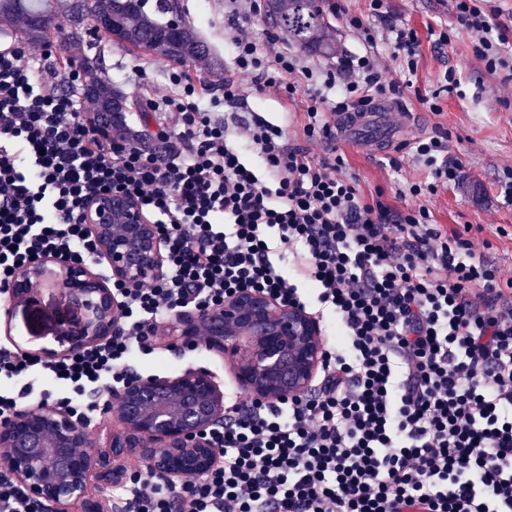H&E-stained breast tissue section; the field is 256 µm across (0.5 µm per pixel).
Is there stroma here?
Wrapping results in <instances>:
<instances>
[{
	"label": "stroma",
	"mask_w": 512,
	"mask_h": 512,
	"mask_svg": "<svg viewBox=\"0 0 512 512\" xmlns=\"http://www.w3.org/2000/svg\"><path fill=\"white\" fill-rule=\"evenodd\" d=\"M185 18L194 21L208 43L219 53L224 64H231L232 50L227 42L225 25L230 13L228 0H178ZM395 14L416 28L423 41L420 45L418 70L411 88L405 89L403 101L417 117L405 133L412 141L439 132L448 136V156L463 163L459 184L420 199L399 197L407 180L422 181L427 169L409 161L404 153L389 152L370 158L355 145H346L347 170L360 180L364 193L383 189L385 201L395 207L425 205L435 223L457 229L464 225L482 226L483 235L492 242L483 258L504 273H512V206L504 204L498 184L502 171L512 166V78L488 73L472 51V40L463 30H455L448 46L434 48L427 41L429 28L454 22L449 0H390ZM67 29L55 31L52 43L60 57L77 62L94 59L93 75L111 82L129 96L142 98L143 92L132 69H146L155 83H164L169 63L151 51L115 42L110 37H83L79 45L67 46ZM455 69L460 83L452 93L440 92V79L446 69ZM439 94L441 112L429 111L417 99L418 94ZM250 107L269 122L284 126L288 144L307 146L310 154H324L320 144H305L300 136L301 106L274 94L250 99ZM505 227L507 236L495 234ZM73 318V311L59 291H42L37 304L17 308L10 330L0 329V345H20L36 353L43 348L60 349L63 326ZM205 366L224 372L223 357L202 349L195 351L177 345L156 360L137 361L133 367L143 376L173 374L189 367Z\"/></svg>",
	"instance_id": "stroma-1"
}]
</instances>
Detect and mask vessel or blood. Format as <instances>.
Here are the masks:
<instances>
[{
    "label": "vessel or blood",
    "instance_id": "vessel-or-blood-1",
    "mask_svg": "<svg viewBox=\"0 0 512 512\" xmlns=\"http://www.w3.org/2000/svg\"><path fill=\"white\" fill-rule=\"evenodd\" d=\"M412 121L400 102L392 101L367 112H346L336 118L338 141L359 145L367 154L377 155L393 145L398 124Z\"/></svg>",
    "mask_w": 512,
    "mask_h": 512
}]
</instances>
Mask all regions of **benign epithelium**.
<instances>
[{
  "label": "benign epithelium",
  "instance_id": "benign-epithelium-1",
  "mask_svg": "<svg viewBox=\"0 0 512 512\" xmlns=\"http://www.w3.org/2000/svg\"><path fill=\"white\" fill-rule=\"evenodd\" d=\"M85 224L102 273L92 266L36 257L9 284L14 308L33 304L50 278L81 312L65 332V352L80 351L112 335L119 308L118 287L162 277L165 256L156 227L132 199L101 193L88 206ZM166 335L180 343L204 337L203 346L224 355L238 389L266 401L303 394L317 383L326 338L306 310L286 306L254 291L224 303L172 313ZM229 405L224 381L213 372L187 368L172 376L133 380L108 394L102 411L115 424L97 435L79 424L60 403L19 408L0 423V464L9 468L28 495L54 512H100L87 496L96 480L108 490L125 478L121 456L139 450L149 471L173 484L190 485L221 462L209 432L224 422Z\"/></svg>",
  "mask_w": 512,
  "mask_h": 512
}]
</instances>
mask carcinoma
<instances>
[{"label": "carcinoma", "instance_id": "1", "mask_svg": "<svg viewBox=\"0 0 512 512\" xmlns=\"http://www.w3.org/2000/svg\"><path fill=\"white\" fill-rule=\"evenodd\" d=\"M78 0H0V21L22 23L24 33L33 41L46 37L48 30L58 27L56 19L64 16L79 41L84 21L77 16ZM145 0H107V25L112 38L122 44L143 47L166 61L189 62L206 59L213 70L223 64L211 56L197 28L186 21L173 27L147 13ZM274 24L288 34V39L301 48L325 53L332 50L327 40V23L319 0H269ZM86 96L94 105L97 120L105 129L123 139L141 144L142 134L129 122V113L141 109L139 101L129 98L108 81L91 78L85 84Z\"/></svg>", "mask_w": 512, "mask_h": 512}]
</instances>
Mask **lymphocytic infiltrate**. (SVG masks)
<instances>
[{"label":"lymphocytic infiltrate","mask_w":512,"mask_h":512,"mask_svg":"<svg viewBox=\"0 0 512 512\" xmlns=\"http://www.w3.org/2000/svg\"><path fill=\"white\" fill-rule=\"evenodd\" d=\"M452 2L486 70L512 73V25L497 0ZM330 9L366 50L342 52L322 75L279 33L259 50L249 14L237 10L223 96L178 66L163 91L137 70L156 146L120 153L113 135L89 126L75 59L49 44L0 45V295L35 256L94 262L82 213L105 191L137 201L165 254L161 278L123 289L116 327L99 345L57 360L0 346V421L40 381L89 423L86 392L134 380L131 361L159 355L173 312L242 290L336 325L317 387L232 402L209 433L222 464L189 486L127 466L111 512H512V276L478 257L468 232L434 223L426 206H389L346 174L332 116L401 96L421 39L389 0H368L364 15L343 0ZM381 38L396 64L390 79L374 49ZM271 90L303 97L300 130L327 145L324 156L289 147L281 127L246 111L249 97ZM408 152L428 170L427 181L406 183L411 196L460 181L446 135Z\"/></svg>","instance_id":"lymphocytic-infiltrate-1"}]
</instances>
